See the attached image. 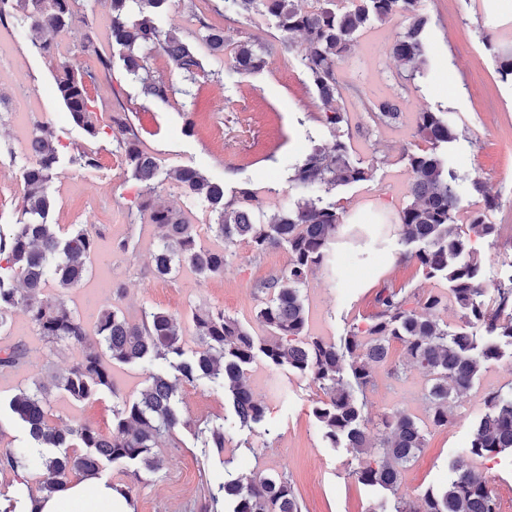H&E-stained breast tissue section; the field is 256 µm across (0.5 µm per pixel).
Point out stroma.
I'll use <instances>...</instances> for the list:
<instances>
[{"label": "stroma", "mask_w": 512, "mask_h": 512, "mask_svg": "<svg viewBox=\"0 0 512 512\" xmlns=\"http://www.w3.org/2000/svg\"><path fill=\"white\" fill-rule=\"evenodd\" d=\"M422 13L427 19V63L412 80L392 56V45L408 27V18L373 20L356 33L336 72L339 92L333 106L346 114L347 121L334 136L318 120L324 107L298 53L281 50L277 21L269 14L253 13L229 22L209 11L205 0H170L162 25L178 30L186 40H194L207 22L222 26L226 49L256 37L269 52L260 73L219 77L216 62L208 51H201L203 69L192 97L176 95L165 103L145 99L126 74L121 50L112 44L107 0H81L78 21L56 37L50 57L20 34L15 20L0 24V226L23 218L21 171L32 161L27 142L36 123L48 125L57 137L60 156L48 221L60 235L83 228L97 238L86 280L64 290L49 283L48 295L62 296L90 328L102 310L113 306L131 322L140 321L144 311L159 310L177 317L191 346L193 312L220 308L253 333L266 335L257 318L267 298L263 285L285 272L287 250L257 253L239 241L227 246L221 275L203 277L187 268L164 279L153 275L150 256L161 231L137 210L144 201L140 182L111 137L90 138L71 123L55 92L58 65L67 62L97 71L99 57L108 56L111 75H100L90 87L97 122L108 124L113 111L124 108L141 146L158 166L162 186L152 204L177 210L196 224L200 245L214 243L209 230L213 217L204 205L181 196L169 177L175 169H198L222 181L229 192L251 189L270 213L301 199L288 178L313 143L329 147L343 141L352 158L368 167L367 181L337 187L330 196L342 217L336 235L339 246L301 289L308 336L333 339L350 329H365L376 311L375 296L384 287L405 289L413 310L428 296H447L444 281L425 278L411 263L398 261L375 273L364 246L372 235L396 247L401 244L398 213L410 201L412 179L407 156L425 146L414 135L416 117L424 111L448 113L457 135L448 151L458 174L467 181L481 180L501 202L499 209L485 215L486 223L497 226V238L474 236L470 247L488 279H506L512 275V77H502L499 60L512 54V9L498 8L497 0H422ZM86 41L93 42L94 51H82ZM385 99L399 105V124L372 122L371 105ZM81 150L96 152L98 166L73 165L71 156ZM124 239L132 240L134 250H118ZM15 343L24 344L29 357L11 373L0 375V449L28 442L25 428L9 412V400L31 387L33 380L49 379L82 357L81 347L46 344L19 309L12 313L7 330L0 332V348ZM112 378V394L82 402L54 396L53 416L68 423L89 422L111 434L115 398H136L146 387L148 374L140 364L116 363ZM246 378L266 407L254 433L231 431L223 447L204 450L192 431L181 429L160 445L165 460L160 472L135 476L115 465L104 473V481L132 486L134 512H202L210 493L228 476L283 472L292 480L303 512H368L380 493L357 480L359 456L354 449L332 447L324 438L313 415L324 398L318 385L309 376L269 367L260 358L248 367ZM428 387L425 374L409 367L405 345L394 341L387 362L374 368L366 391L371 419L403 411L426 431L424 448L401 474L398 492L407 497L447 483L453 452L468 442L485 411L486 395L512 388V357L483 362L474 388L452 399L445 426L429 422ZM178 398L192 421L233 417L223 390L207 381L182 384ZM471 464L499 497L501 512H512V454L477 457Z\"/></svg>", "instance_id": "35a3bbf8"}]
</instances>
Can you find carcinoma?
I'll list each match as a JSON object with an SVG mask.
<instances>
[{
  "label": "carcinoma",
  "mask_w": 512,
  "mask_h": 512,
  "mask_svg": "<svg viewBox=\"0 0 512 512\" xmlns=\"http://www.w3.org/2000/svg\"><path fill=\"white\" fill-rule=\"evenodd\" d=\"M109 2L112 43L122 50L124 69L139 83L142 94L160 101L178 92L192 95L189 85L195 83L202 62L192 42L158 25L157 14L168 0ZM322 2L308 11L295 0H224V17L266 11L277 19L280 47L288 52L294 47V38L301 37L302 65L326 107L321 122L334 133L345 122L344 113L332 108L338 94L336 69L348 54L355 33L373 18L410 17L392 50L400 65L414 73L424 63L426 19L421 15L420 0H352L349 6L337 0ZM78 5L79 0H0V21L15 19L33 45L51 56L55 45L47 35L68 31ZM199 40L217 63L224 64V30L206 25ZM155 50L168 57L188 86L178 90L152 74L146 59ZM266 51L267 46L255 39L239 42L232 54L233 71H261ZM94 80V74L69 63L60 64L55 74L56 93L69 120L91 137L99 134L89 95ZM401 116L400 108L387 100L374 105L371 112L372 121L383 125L395 124ZM111 131L145 193H155L159 187L155 159L140 147L122 113L112 115ZM415 136L431 149L408 157L413 173L409 184L412 202L399 213L407 246L401 256L419 266L426 277L448 283V300L461 312L456 329L450 331L407 308L402 291L383 288L375 296L377 313L364 335L352 331L337 340H326L304 334L307 316L300 286L328 256L342 220L336 203L324 201L323 195L369 178L368 169L352 161L346 145L338 141L329 150L313 145L289 177V182L310 198L288 204L272 215L249 189L228 196L224 184L196 169L174 171L173 178L184 195L203 203L215 216L210 229L223 246H199L195 225L167 207H154L148 213L149 221L162 230V244L151 256L156 276H170L182 267L204 277L221 275L224 247L237 241L249 243L257 252L284 248L290 256L283 275L265 284L270 299L258 319L269 335H253L222 309H205L192 314L196 347L190 349L178 320L161 311H145L141 322L131 323L117 309H105L98 317L92 342L86 325L65 300L44 296L50 279L62 288L82 282L96 238L86 230L63 237L48 223L51 183L58 175L59 157L54 131L37 125L30 140L36 146L33 162L22 174V206L27 219L6 232L0 230V331L19 308L47 342L77 345L84 352L66 372L47 383L36 380L33 388L13 396L10 410L26 429L32 447L6 450L0 454V464L17 468L29 460L31 448L41 449L42 490L48 493L65 486L72 475L99 480L114 464H137L157 473L164 466L155 451L159 442L192 425L176 401L184 382L205 379L224 389L239 430L251 432L262 422L266 407L246 383V368L261 356L270 366L286 365L310 376L326 396L313 409L324 437L335 448L344 444L366 455L354 470L363 484L395 490L402 469L425 445L423 431L411 415L397 412L380 418L376 432H371L365 403L358 398L370 384L374 367L387 362L390 340L403 342L410 366L430 377L427 399L431 423L436 427L448 424L450 399L473 388L482 362L501 357V344L512 347V278L496 285L494 307H487L484 270L468 239L458 231L459 175L448 155L439 152L442 145L456 139L455 132L443 113L429 111L419 113ZM472 190L483 197L484 209L500 207L498 197L487 192L481 181L473 180ZM469 229L482 238L497 234V225L484 223L478 211L472 215ZM101 347L114 362L146 363L148 385L135 400L113 406L110 436L89 423L50 422L56 392L78 402L105 392L117 396L112 370L99 353ZM25 356L21 344L1 347L0 373L14 370ZM485 407L467 447L459 449L463 455L512 452V390L488 394ZM196 429L201 447H224V424L205 420ZM221 498L232 506V512H302L294 486L284 474L228 479L211 495V502ZM370 512H499V505L483 476L457 459L445 486L427 490L416 501L402 496L382 499Z\"/></svg>",
  "instance_id": "cac0c4a2"
}]
</instances>
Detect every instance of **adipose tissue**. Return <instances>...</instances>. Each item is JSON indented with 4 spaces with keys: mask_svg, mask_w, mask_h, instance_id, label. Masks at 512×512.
I'll list each match as a JSON object with an SVG mask.
<instances>
[{
    "mask_svg": "<svg viewBox=\"0 0 512 512\" xmlns=\"http://www.w3.org/2000/svg\"><path fill=\"white\" fill-rule=\"evenodd\" d=\"M36 508L38 512H132L125 498L93 479L73 481L61 490L43 494Z\"/></svg>",
    "mask_w": 512,
    "mask_h": 512,
    "instance_id": "ef3b65f1",
    "label": "adipose tissue"
}]
</instances>
